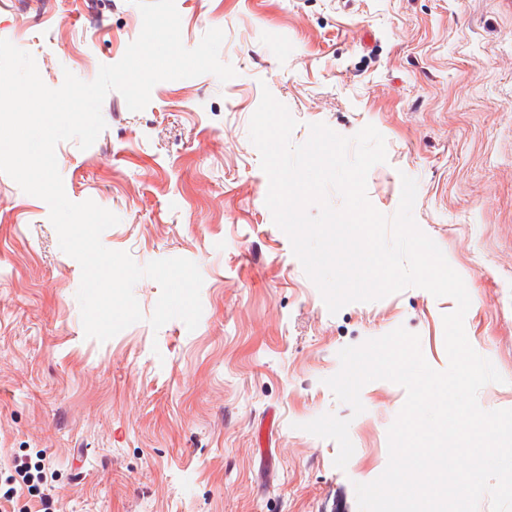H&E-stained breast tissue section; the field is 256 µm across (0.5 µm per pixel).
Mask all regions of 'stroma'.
<instances>
[{
  "label": "stroma",
  "instance_id": "stroma-1",
  "mask_svg": "<svg viewBox=\"0 0 512 512\" xmlns=\"http://www.w3.org/2000/svg\"><path fill=\"white\" fill-rule=\"evenodd\" d=\"M175 4L186 48L223 30L236 77L157 83L144 110L120 123L104 112L90 148L64 141L56 159L71 201L119 217L104 246L141 266L197 264L200 322L153 330L161 289L145 278L143 321L86 337L79 263L48 204L0 173V471L42 452L61 512H359L354 486L386 468L406 391L370 382L356 416L324 380L342 348L400 326L445 370L442 317L456 302L410 287L330 314L265 204L250 119L267 89L297 122L293 143L317 122L345 137L377 128L387 160L367 196L390 216L402 176L416 180L414 219L463 278L467 338L503 377L478 403L512 409V0ZM141 28L134 0L119 14L97 0H0V39L54 89L68 71L93 80ZM325 413L350 422L346 468L335 441L300 429Z\"/></svg>",
  "mask_w": 512,
  "mask_h": 512
}]
</instances>
